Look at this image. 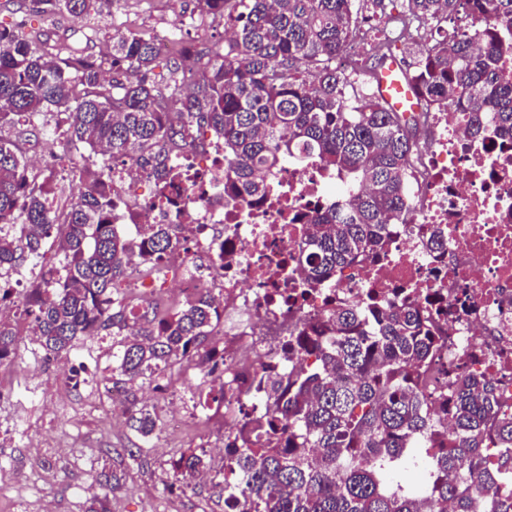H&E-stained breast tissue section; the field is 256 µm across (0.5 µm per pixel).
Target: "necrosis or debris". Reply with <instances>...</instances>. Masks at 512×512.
Instances as JSON below:
<instances>
[{"mask_svg": "<svg viewBox=\"0 0 512 512\" xmlns=\"http://www.w3.org/2000/svg\"><path fill=\"white\" fill-rule=\"evenodd\" d=\"M436 136L411 171L417 186L406 223L388 227L390 245L374 259L348 264L309 286L299 264L311 212L336 196V177L317 165L264 172L271 190L256 200L224 191V162L209 144L183 150L179 163L206 176L191 202L170 201L127 162L112 181L129 224H175L187 249L171 253L166 272L138 279L145 304L178 285L210 290L224 309V405L256 402L258 381L289 336L339 304H399L439 296L435 320L445 336L436 379L469 371L494 385L512 413V143L495 131L475 135L455 107L431 113ZM442 230L431 246L429 229Z\"/></svg>", "mask_w": 512, "mask_h": 512, "instance_id": "necrosis-or-debris-1", "label": "necrosis or debris"}]
</instances>
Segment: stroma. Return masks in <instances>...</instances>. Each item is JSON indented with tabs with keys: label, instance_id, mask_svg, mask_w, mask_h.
Here are the masks:
<instances>
[{
	"label": "stroma",
	"instance_id": "stroma-1",
	"mask_svg": "<svg viewBox=\"0 0 512 512\" xmlns=\"http://www.w3.org/2000/svg\"><path fill=\"white\" fill-rule=\"evenodd\" d=\"M196 0H112L101 23L89 27L80 18L42 21L15 0H0V21L30 32L49 25L60 38L88 35L87 51L105 53L113 29L155 34L175 16L194 13ZM82 381L69 384L71 369ZM112 339L81 338L68 358L47 359L37 344H19L14 362L0 364V385L9 390L0 401V512H86L100 494V476L115 475L112 512H224L223 459L211 458L210 479L178 488L168 462L191 449H211L223 438L224 409L208 404L210 392L194 363H174L164 373L162 390L137 389L139 402L164 416L174 405L185 408L178 429L140 441L114 399L125 398L113 386Z\"/></svg>",
	"mask_w": 512,
	"mask_h": 512
}]
</instances>
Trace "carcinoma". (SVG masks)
<instances>
[{
	"instance_id": "obj_1",
	"label": "carcinoma",
	"mask_w": 512,
	"mask_h": 512,
	"mask_svg": "<svg viewBox=\"0 0 512 512\" xmlns=\"http://www.w3.org/2000/svg\"><path fill=\"white\" fill-rule=\"evenodd\" d=\"M36 13L95 20L103 0H32ZM199 16H221L232 30L224 44L181 49L164 64L162 85L148 80L158 66L154 40L113 31L99 57L80 42L37 44L0 22V131L48 115L41 130L64 137L81 191L67 211L56 175L32 172L26 151L0 134V271L41 257L50 245L64 257L61 272L41 279L23 301L34 341L47 355L68 357L82 336L112 337L113 384L156 382L177 361L224 364L211 338L223 312L208 293L163 316H133L121 291L132 261L154 266L180 244L176 224H140L127 239L112 221V190L103 183L100 152L129 158L164 184L180 177L179 150L210 131L224 145V189L268 193L262 173L316 163L336 174L346 199L311 219L300 265L317 285L339 267L387 248V225L404 223L412 205L409 172L417 153L412 129L453 104L478 135L493 126L512 139V0H407L376 60L424 39L405 70L420 111H392L336 67L365 37L362 0H197ZM465 10L469 28L450 34L443 23ZM430 300L399 305H338L320 327L298 331L290 346L315 362H288V375L260 380L267 426L243 427L227 444L226 512H512L498 483L507 462L489 448L512 449V415L498 409L490 381L460 373L437 388L431 365L439 350ZM19 332L0 315V362L15 358ZM130 430L148 439L159 419L137 399L127 408ZM262 436L260 446L249 435ZM423 448V482L385 483L389 470H408ZM176 477L210 470L205 452L170 461ZM88 512H111L112 477L101 482Z\"/></svg>"
}]
</instances>
